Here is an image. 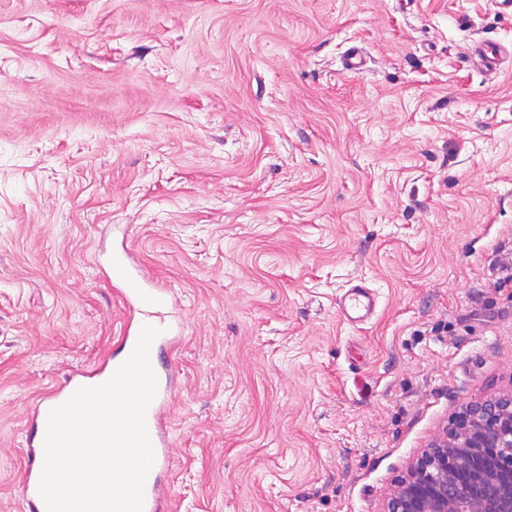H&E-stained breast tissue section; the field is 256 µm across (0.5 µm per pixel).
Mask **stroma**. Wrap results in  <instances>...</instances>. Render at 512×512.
<instances>
[{
    "instance_id": "1",
    "label": "stroma",
    "mask_w": 512,
    "mask_h": 512,
    "mask_svg": "<svg viewBox=\"0 0 512 512\" xmlns=\"http://www.w3.org/2000/svg\"><path fill=\"white\" fill-rule=\"evenodd\" d=\"M485 40L512 45L490 0H0V512L32 400L112 351L121 228L184 323L171 512H383L512 387V58L482 72ZM377 302L376 291L360 278L344 289L338 300L339 314L346 321L366 322L374 314Z\"/></svg>"
}]
</instances>
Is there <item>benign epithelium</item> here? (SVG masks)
I'll return each instance as SVG.
<instances>
[{
	"instance_id": "obj_1",
	"label": "benign epithelium",
	"mask_w": 512,
	"mask_h": 512,
	"mask_svg": "<svg viewBox=\"0 0 512 512\" xmlns=\"http://www.w3.org/2000/svg\"><path fill=\"white\" fill-rule=\"evenodd\" d=\"M385 512H512V388L467 402L409 467Z\"/></svg>"
}]
</instances>
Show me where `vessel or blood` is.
<instances>
[{
  "label": "vessel or blood",
  "mask_w": 512,
  "mask_h": 512,
  "mask_svg": "<svg viewBox=\"0 0 512 512\" xmlns=\"http://www.w3.org/2000/svg\"><path fill=\"white\" fill-rule=\"evenodd\" d=\"M102 275L117 291L131 319L118 336L119 356L106 359L93 368L76 367L65 373L62 381L43 392L30 407L24 434L25 467L20 486L26 512H47L39 493L44 463V439L50 411L64 404L81 387L107 382L129 358L143 326L157 328L158 336L150 348L153 370H161L162 356L181 341L184 325L175 310L177 299L170 287L160 284L148 267L136 262L128 247L113 252ZM377 293L365 280L359 279L345 288L338 300L340 316L347 321L364 322L371 318L377 306ZM173 382L168 378L157 381V392L146 411V428L154 460L145 480L143 512H168L172 497L170 477L174 471L170 452L172 435L169 426Z\"/></svg>",
  "instance_id": "obj_1"
}]
</instances>
